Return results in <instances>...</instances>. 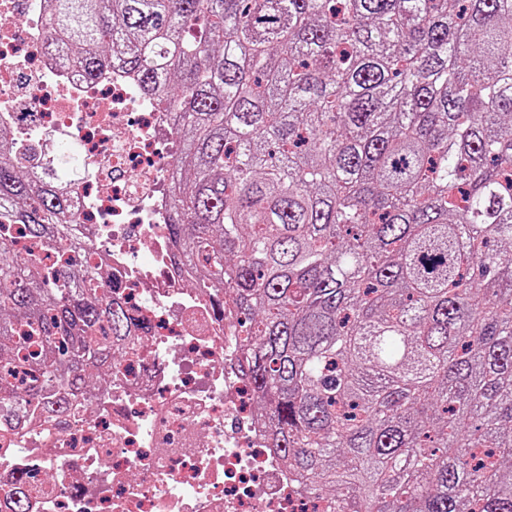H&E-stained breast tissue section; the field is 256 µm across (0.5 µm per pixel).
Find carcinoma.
<instances>
[{
  "label": "carcinoma",
  "instance_id": "obj_1",
  "mask_svg": "<svg viewBox=\"0 0 512 512\" xmlns=\"http://www.w3.org/2000/svg\"><path fill=\"white\" fill-rule=\"evenodd\" d=\"M46 23L170 113L175 257L231 292L295 485L323 512H512V0H48ZM68 209L0 132L18 419L89 401L143 331Z\"/></svg>",
  "mask_w": 512,
  "mask_h": 512
}]
</instances>
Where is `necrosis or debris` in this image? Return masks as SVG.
<instances>
[{
	"instance_id": "necrosis-or-debris-1",
	"label": "necrosis or debris",
	"mask_w": 512,
	"mask_h": 512,
	"mask_svg": "<svg viewBox=\"0 0 512 512\" xmlns=\"http://www.w3.org/2000/svg\"><path fill=\"white\" fill-rule=\"evenodd\" d=\"M0 128L18 165L40 171L46 148L67 143L92 169L72 180L71 221L146 325L87 405L0 419V512L20 477L25 512H314L266 447L229 296L192 288L173 261L167 113L130 75L92 81L62 62L44 0H0Z\"/></svg>"
}]
</instances>
